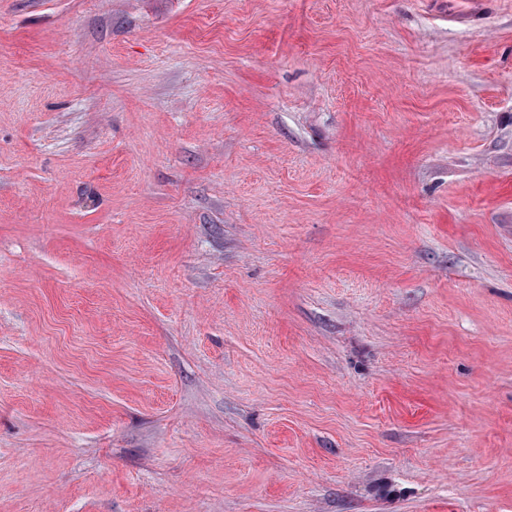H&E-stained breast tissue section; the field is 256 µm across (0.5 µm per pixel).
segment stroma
<instances>
[{
    "instance_id": "1",
    "label": "stroma",
    "mask_w": 512,
    "mask_h": 512,
    "mask_svg": "<svg viewBox=\"0 0 512 512\" xmlns=\"http://www.w3.org/2000/svg\"><path fill=\"white\" fill-rule=\"evenodd\" d=\"M0 512H512V0H0Z\"/></svg>"
}]
</instances>
